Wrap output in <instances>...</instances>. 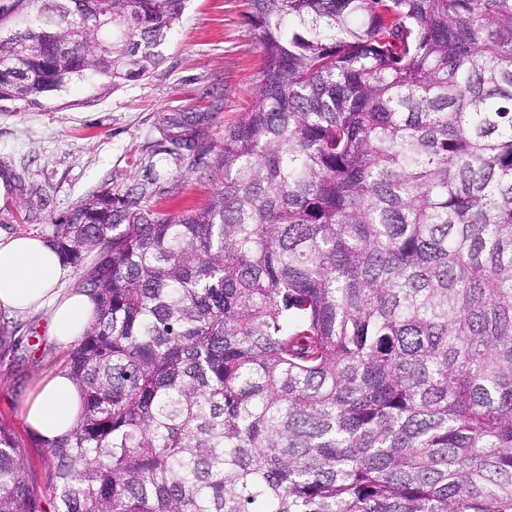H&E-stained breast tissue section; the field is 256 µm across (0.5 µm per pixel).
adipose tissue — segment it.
I'll return each mask as SVG.
<instances>
[{
	"instance_id": "obj_1",
	"label": "adipose tissue",
	"mask_w": 512,
	"mask_h": 512,
	"mask_svg": "<svg viewBox=\"0 0 512 512\" xmlns=\"http://www.w3.org/2000/svg\"><path fill=\"white\" fill-rule=\"evenodd\" d=\"M69 275V266L47 241L29 235L0 236V311L48 310L49 336L65 348L78 343L97 317L87 294L58 293L57 284ZM82 409L81 392L62 371L41 383L22 414L31 432L51 442L68 436Z\"/></svg>"
}]
</instances>
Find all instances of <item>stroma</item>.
I'll return each instance as SVG.
<instances>
[{
  "label": "stroma",
  "mask_w": 512,
  "mask_h": 512,
  "mask_svg": "<svg viewBox=\"0 0 512 512\" xmlns=\"http://www.w3.org/2000/svg\"><path fill=\"white\" fill-rule=\"evenodd\" d=\"M246 15V0H190L151 78L91 103L74 85L61 110L0 111V169L22 179L8 208L0 207V234L48 237L92 196L141 184L153 208L175 213L204 205L218 186L216 147L225 127L242 119L260 78L262 46ZM188 112L205 116L195 147L169 154L170 122ZM153 169L160 178L151 185ZM47 319L44 310L0 312V421L35 460L43 450L30 442L22 407L43 380L63 371L66 355L49 340Z\"/></svg>",
  "instance_id": "1"
}]
</instances>
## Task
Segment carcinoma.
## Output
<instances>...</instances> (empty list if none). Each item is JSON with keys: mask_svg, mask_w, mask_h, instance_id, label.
<instances>
[{"mask_svg": "<svg viewBox=\"0 0 512 512\" xmlns=\"http://www.w3.org/2000/svg\"><path fill=\"white\" fill-rule=\"evenodd\" d=\"M187 0H0V102L149 78ZM208 202L104 191L49 242L98 317L0 512H512V0H247ZM197 116L176 121L191 150ZM29 482L33 484L34 490L40 499L42 512H54L55 500L52 490L46 485L41 467L36 468L33 474H29Z\"/></svg>", "mask_w": 512, "mask_h": 512, "instance_id": "carcinoma-1", "label": "carcinoma"}]
</instances>
